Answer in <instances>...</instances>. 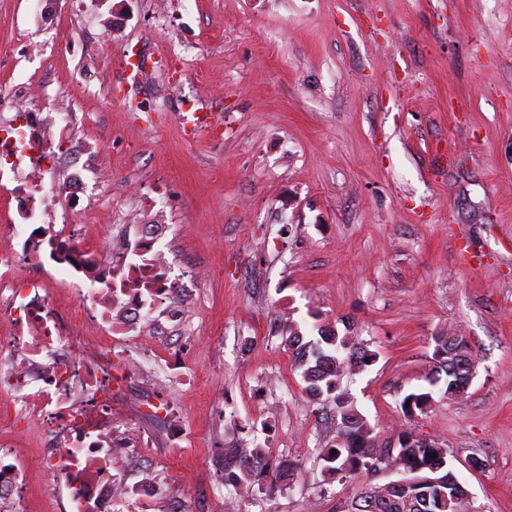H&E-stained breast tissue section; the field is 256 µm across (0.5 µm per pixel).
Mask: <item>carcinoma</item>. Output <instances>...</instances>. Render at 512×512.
I'll return each instance as SVG.
<instances>
[{"label":"carcinoma","instance_id":"cac0c4a2","mask_svg":"<svg viewBox=\"0 0 512 512\" xmlns=\"http://www.w3.org/2000/svg\"><path fill=\"white\" fill-rule=\"evenodd\" d=\"M283 338L288 346L299 350L297 368L301 370L304 391L316 404L331 405V421L336 437L317 449L316 463L321 472L340 482L352 480L359 471L376 472L385 465L401 471L434 473L436 489L429 491L428 505L420 502L422 490L417 487L397 488L389 483L374 485L355 495L344 505V512H466L465 488L455 480L448 468L447 449L435 440L416 439L406 429L400 432L398 444L390 445L354 406L343 380L364 371L376 360V354L360 344L356 337L339 335L333 329L317 328V336L309 339L299 325L288 320ZM431 360L435 379L442 382L444 397H456L468 386L474 358L463 336L452 329L433 337ZM434 391L410 392L401 402L403 413L411 418L434 402ZM268 455L257 445L239 461L238 471H229L225 480L245 494H250L255 478L267 472Z\"/></svg>","mask_w":512,"mask_h":512}]
</instances>
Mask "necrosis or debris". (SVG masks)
Returning <instances> with one entry per match:
<instances>
[{
    "label": "necrosis or debris",
    "mask_w": 512,
    "mask_h": 512,
    "mask_svg": "<svg viewBox=\"0 0 512 512\" xmlns=\"http://www.w3.org/2000/svg\"><path fill=\"white\" fill-rule=\"evenodd\" d=\"M74 146L63 125L47 131L40 113L0 118V194L17 222L0 224V504L28 512L33 472L64 490L68 512H121L128 497L161 488L151 473L138 485L112 473V460L136 440L117 422L140 408L117 402L151 348L140 330L152 314L158 329L179 326L181 297L200 272L175 271L159 244L168 227L152 216L132 227L126 249L112 252L87 234L90 217L37 221L58 197L79 202L81 170L62 165ZM123 342L113 360L112 339ZM39 422L45 448L20 459L18 424Z\"/></svg>",
    "instance_id": "4bbe7bcc"
}]
</instances>
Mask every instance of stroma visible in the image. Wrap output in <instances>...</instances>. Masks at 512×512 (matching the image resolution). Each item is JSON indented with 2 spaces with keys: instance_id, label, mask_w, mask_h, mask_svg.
Listing matches in <instances>:
<instances>
[{
  "instance_id": "stroma-1",
  "label": "stroma",
  "mask_w": 512,
  "mask_h": 512,
  "mask_svg": "<svg viewBox=\"0 0 512 512\" xmlns=\"http://www.w3.org/2000/svg\"><path fill=\"white\" fill-rule=\"evenodd\" d=\"M28 40L47 52L0 67V97L36 78L41 111L73 113L112 167L111 193L88 200L97 223L164 199L174 264L208 272L197 333L157 347L185 375L167 397L184 445L136 449L113 474L155 470V512H336L393 481L314 466L330 421L286 314L376 353L343 385L382 439L437 440L469 512H512V0H0V47ZM139 56L162 74L133 90L122 68ZM170 85L218 113L210 134H184ZM451 326L477 357L470 385L406 417ZM257 444L284 476L250 498L225 483L224 453Z\"/></svg>"
}]
</instances>
